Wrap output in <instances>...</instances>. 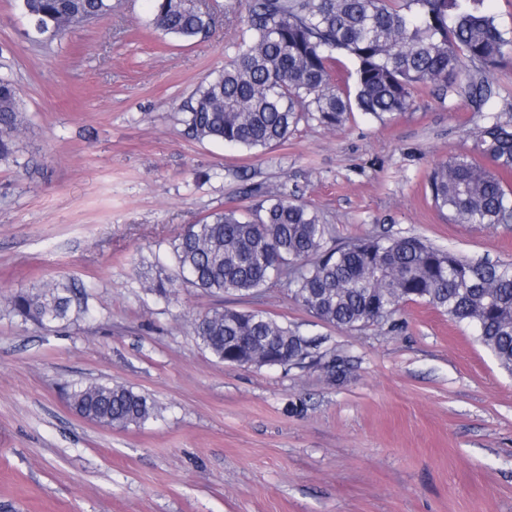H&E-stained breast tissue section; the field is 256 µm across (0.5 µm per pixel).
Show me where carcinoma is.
Masks as SVG:
<instances>
[{
  "label": "carcinoma",
  "mask_w": 512,
  "mask_h": 512,
  "mask_svg": "<svg viewBox=\"0 0 512 512\" xmlns=\"http://www.w3.org/2000/svg\"><path fill=\"white\" fill-rule=\"evenodd\" d=\"M484 0H240L242 29L234 57L202 80L181 108L184 134L241 149L283 144L300 122L343 127L354 111L385 122L406 111L414 91L458 79L462 59L496 67L512 39L483 7ZM35 38L51 41L112 12V0H20ZM210 7L191 0H154L150 25L189 42L210 34ZM354 64L353 85L332 83L336 55ZM478 105L492 97L485 80L471 81ZM26 129L18 90L0 79V160L15 154ZM479 157L464 154L428 175L434 206L456 224L512 221V123L497 116L474 134ZM175 268L144 280L167 297L180 281L210 294L249 295L286 279L294 301L319 320L356 329L388 321L405 301L422 300L459 323L512 374V266H489L437 249L416 237H365L330 244L319 213L266 188L245 215L217 210L171 243ZM11 312L40 326L87 312L77 287L51 279L6 298ZM194 335L218 361L247 366L271 356L288 364L309 355L298 331L256 311L222 305L192 320ZM68 402L81 417L106 427L140 425L156 412L150 398L110 383L72 384Z\"/></svg>",
  "instance_id": "1"
}]
</instances>
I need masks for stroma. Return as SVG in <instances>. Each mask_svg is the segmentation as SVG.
Returning a JSON list of instances; mask_svg holds the SVG:
<instances>
[{
	"label": "stroma",
	"mask_w": 512,
	"mask_h": 512,
	"mask_svg": "<svg viewBox=\"0 0 512 512\" xmlns=\"http://www.w3.org/2000/svg\"><path fill=\"white\" fill-rule=\"evenodd\" d=\"M230 2L211 0L215 26L191 42L154 31L149 0H112L111 15L40 43L18 0H0V78L27 119L0 161V512H512V374L467 325L408 301L393 323L338 328L284 283L224 297L182 283L168 298L141 285L172 270L187 225L280 184L333 245L416 236L512 265V223H453L427 187L486 121L468 79L487 78L512 121V52L490 72L465 63L388 123H303L249 152L177 122L234 52ZM52 277L86 291V314L44 328L9 312L6 296ZM220 304L288 325L309 357L219 362L191 318ZM78 382L132 387L160 414L125 429L80 419L66 395Z\"/></svg>",
	"instance_id": "obj_1"
}]
</instances>
